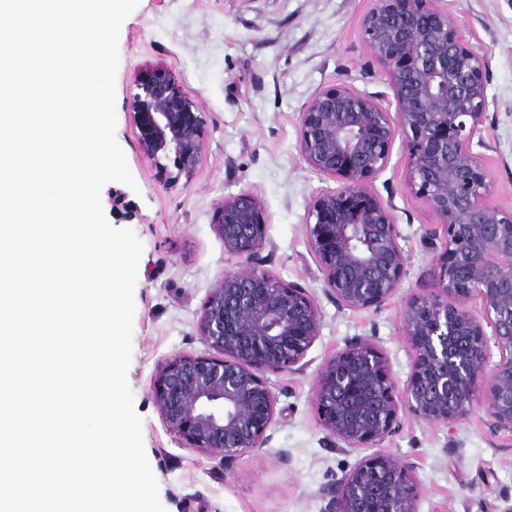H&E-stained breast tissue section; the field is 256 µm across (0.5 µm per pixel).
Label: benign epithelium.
<instances>
[{
  "label": "benign epithelium",
  "instance_id": "7a95c632",
  "mask_svg": "<svg viewBox=\"0 0 512 512\" xmlns=\"http://www.w3.org/2000/svg\"><path fill=\"white\" fill-rule=\"evenodd\" d=\"M440 0H375L362 37L393 91L395 112L338 83L319 91L300 116L308 166L338 187L314 196L306 241L324 292L344 309H380L398 293L406 257L391 207L371 179L406 137L407 186L438 219L423 245L436 252L431 288L400 311L412 348L398 385L375 336H357L325 358L313 391L316 421L340 448H374L409 413L457 425L487 383L490 432L512 436V210L488 200L483 143L484 60ZM128 101L144 152L168 188L190 184L204 151L201 107L164 68L136 78ZM214 227L234 267L210 289L197 333L210 354L176 352L158 365L152 396L167 430L185 448L229 460L270 441L277 394L271 374L301 373L319 336L313 296L261 265L242 263L268 241L263 202L252 191L216 207ZM473 301L482 316L454 300ZM499 360L488 366L490 347ZM414 464L367 455L316 496L323 512H417Z\"/></svg>",
  "mask_w": 512,
  "mask_h": 512
}]
</instances>
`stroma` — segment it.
<instances>
[{
  "mask_svg": "<svg viewBox=\"0 0 512 512\" xmlns=\"http://www.w3.org/2000/svg\"><path fill=\"white\" fill-rule=\"evenodd\" d=\"M373 0H139L123 22L116 73V140L135 187L106 184L109 222L143 247L134 291L133 354L127 372L143 444L166 512H322L319 486L362 457L337 448L317 424V367L356 336L379 338L398 382L411 365L402 302L427 288L433 255L422 244L437 218L407 187L404 135L372 180L391 204L407 264L400 290L377 311L354 312L324 294L308 252L305 221L313 197L335 189L299 151V119L321 89L344 82L393 107V92L362 38ZM470 47L486 60L485 146L489 200L512 210V0H443ZM170 69L202 108L205 148L189 186L165 188L143 152L127 109L139 71ZM249 190L264 202L268 243L259 261L306 288L321 316L301 374L271 381L276 423L262 451L219 462L182 447L167 431L151 392L170 354L206 353L196 323L210 288L232 262L214 227L224 198ZM287 451L280 460L279 451ZM413 462L418 512H504L512 505V437L493 435L482 411L454 430L405 415L378 448Z\"/></svg>",
  "mask_w": 512,
  "mask_h": 512,
  "instance_id": "35a3bbf8",
  "label": "stroma"
}]
</instances>
